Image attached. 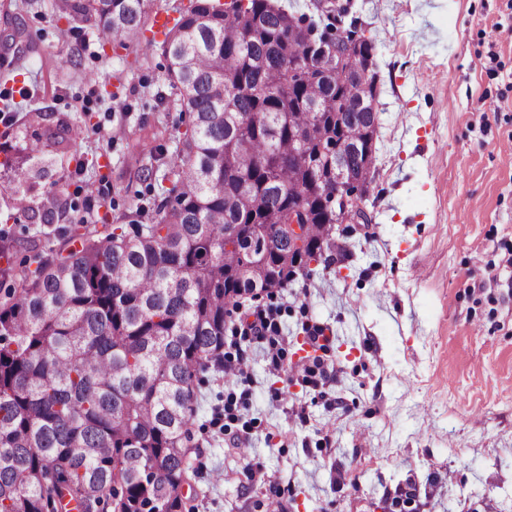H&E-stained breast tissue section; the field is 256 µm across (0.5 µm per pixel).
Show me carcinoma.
<instances>
[{
  "instance_id": "cac0c4a2",
  "label": "carcinoma",
  "mask_w": 512,
  "mask_h": 512,
  "mask_svg": "<svg viewBox=\"0 0 512 512\" xmlns=\"http://www.w3.org/2000/svg\"><path fill=\"white\" fill-rule=\"evenodd\" d=\"M176 12L162 45L190 123L157 223L63 232L56 258L33 255L21 277L0 235V280L21 278L0 303V512H89L106 494L114 512H184L196 384L243 298L311 275L310 257L336 249L339 153L355 178L350 211L364 213L377 113L322 67L324 48L355 44L374 87L376 42L339 27L316 38L272 0ZM53 14L135 51L150 20L149 0H54ZM293 209L308 221L290 261L288 227L269 217ZM55 210L53 194L18 196L9 218ZM243 264L256 280L239 279Z\"/></svg>"
}]
</instances>
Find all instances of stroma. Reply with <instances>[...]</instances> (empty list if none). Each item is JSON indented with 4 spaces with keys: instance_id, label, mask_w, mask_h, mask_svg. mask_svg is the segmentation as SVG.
<instances>
[{
    "instance_id": "1",
    "label": "stroma",
    "mask_w": 512,
    "mask_h": 512,
    "mask_svg": "<svg viewBox=\"0 0 512 512\" xmlns=\"http://www.w3.org/2000/svg\"><path fill=\"white\" fill-rule=\"evenodd\" d=\"M273 2L377 40L376 170L361 202L372 221L335 225L338 250L258 300L279 325L280 368L268 342L245 339L248 380L207 374L186 508L512 512V0ZM52 4L0 0V159L26 169L28 199L54 193L59 211L8 221L16 189L0 173V233L21 265L61 229L155 223L188 124L161 47L134 65ZM62 121L77 138L43 141ZM317 328L324 346L300 357ZM307 366L329 381L305 382Z\"/></svg>"
}]
</instances>
